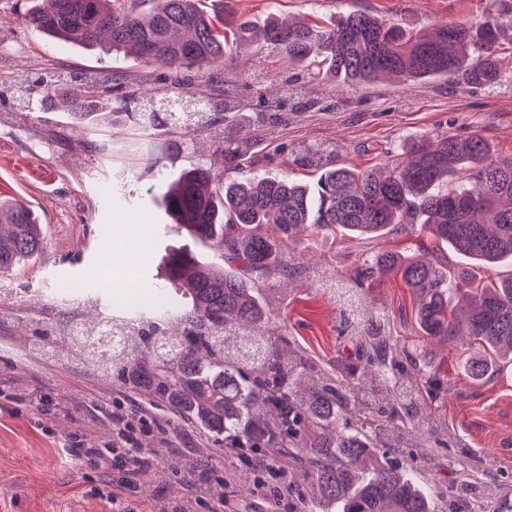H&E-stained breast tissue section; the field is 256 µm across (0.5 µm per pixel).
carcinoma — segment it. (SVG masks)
<instances>
[{
    "label": "carcinoma",
    "mask_w": 512,
    "mask_h": 512,
    "mask_svg": "<svg viewBox=\"0 0 512 512\" xmlns=\"http://www.w3.org/2000/svg\"><path fill=\"white\" fill-rule=\"evenodd\" d=\"M36 0L26 12L34 30L58 40L105 42L112 51L155 68L222 69L233 52L275 54L290 63L317 61L348 86L384 77L419 81L463 75L475 85L498 74L497 52L509 39L504 16L512 0H494L497 13L480 22H444L418 32L366 12H352L335 27L273 17L255 25L243 17L207 13L199 0ZM80 124L90 118L87 90L66 97ZM246 139L224 138V171L250 153ZM296 162L321 170L314 186L261 175L229 177L195 164L168 181L162 205L184 242L162 257L170 289L181 298L175 335L135 324L99 322L83 337H64L69 357L121 374L133 389L165 402L179 418L224 437L229 457L276 461L303 468L307 487L297 491L296 512H433L430 492L407 473L381 461L379 435L349 432L340 418L373 425L379 412L400 430L408 417L426 419L448 387L418 363V350L392 342L379 324L354 337L355 358L336 360L317 383L301 386L316 366L308 357H284L278 337L264 331L268 313L259 289L290 274L287 244L304 226L339 228L360 239H380L421 225L438 249L481 264L512 263V158L499 159L479 136L437 137L413 147L384 172L361 171L312 149ZM0 273L42 249L33 212L0 201ZM214 242L224 268L215 270L194 246ZM417 295L414 320L422 335L452 341L472 338L482 357L466 363L481 380L489 366L512 354V274L474 284L439 260L384 251L357 267L354 280L369 286L389 274ZM256 329L231 336L227 316ZM119 337L104 358L87 340L103 327Z\"/></svg>",
    "instance_id": "carcinoma-1"
}]
</instances>
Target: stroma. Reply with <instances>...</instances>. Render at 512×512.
<instances>
[{
  "label": "stroma",
  "mask_w": 512,
  "mask_h": 512,
  "mask_svg": "<svg viewBox=\"0 0 512 512\" xmlns=\"http://www.w3.org/2000/svg\"><path fill=\"white\" fill-rule=\"evenodd\" d=\"M202 7L258 23L274 16L330 23L364 11L410 30L474 21L495 9L493 0H204ZM497 59L498 78L488 86L390 78L352 89L312 65L239 52L221 73L240 104L233 123L223 121L224 98L209 73L193 68L182 73L183 87L210 98V118L162 112L149 124L142 96L171 95L164 70L32 31L17 0H0V200L24 202L45 233L39 256L0 275V512H113L108 495L119 482L124 512L182 504L190 493L183 473L166 471L147 496L122 471L106 477L65 457L64 444L93 434L107 444L117 440L127 415L146 421L137 434L144 447L201 460L208 483L224 486V512H291L293 491L307 480L290 459L282 461L287 484L254 489L207 434L117 377L68 360L61 337L103 316L156 317L147 303L135 311L111 307L108 282L143 286L163 277L151 254L179 235L160 201L162 179L197 163L223 170L225 137L253 142L252 171L308 184L317 173L293 159L309 148L350 167L380 169L422 139L476 135L494 157L511 158L512 45L502 44ZM92 75L112 81L89 87L93 116L79 127L62 101ZM39 77L55 82L52 99L31 89ZM267 99L278 102L280 116L258 120ZM118 235L146 239L148 257L106 263ZM419 242L414 232L359 240L300 230L288 245L294 272L264 292L270 325L285 353L304 350L322 365L352 354L354 336L374 317L383 318L393 340L421 344L427 367L452 389L434 410L448 434L433 439L415 429L387 456L431 490L434 512H493L498 499L512 504V363L472 382L464 371L470 344L424 342L413 320L416 297L393 277L359 291L355 316L342 313L339 291L353 287L356 267L381 251L417 253Z\"/></svg>",
  "instance_id": "1"
}]
</instances>
